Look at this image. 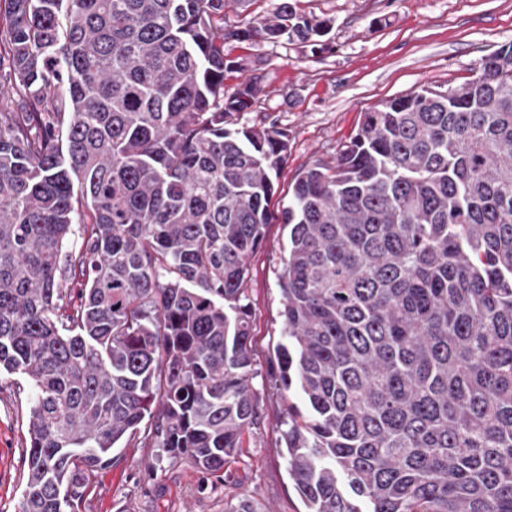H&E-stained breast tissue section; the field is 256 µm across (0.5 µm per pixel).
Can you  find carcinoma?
Here are the masks:
<instances>
[{
    "instance_id": "cac0c4a2",
    "label": "carcinoma",
    "mask_w": 512,
    "mask_h": 512,
    "mask_svg": "<svg viewBox=\"0 0 512 512\" xmlns=\"http://www.w3.org/2000/svg\"><path fill=\"white\" fill-rule=\"evenodd\" d=\"M0 371L31 385L20 512H79L138 439L224 470L260 416L245 283L288 227L267 372L307 512H512V43L363 114L274 213L287 134L232 43H312L280 0H0ZM79 285L72 301L67 283ZM277 3H279V0H256L251 2L246 11H243L244 7H240V5L234 2H229L224 6V26L234 24L247 13H249L247 18L268 16L275 9Z\"/></svg>"
}]
</instances>
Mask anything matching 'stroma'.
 I'll list each match as a JSON object with an SVG mask.
<instances>
[{
    "label": "stroma",
    "instance_id": "1",
    "mask_svg": "<svg viewBox=\"0 0 512 512\" xmlns=\"http://www.w3.org/2000/svg\"><path fill=\"white\" fill-rule=\"evenodd\" d=\"M299 12L332 22L331 48L314 52L295 42L234 45L247 74L258 77V106L249 125L288 135V155L273 178L272 208L288 201L298 174L336 160L363 112L429 83L456 85L475 75L481 58L512 42V0H298ZM288 231L271 224L248 259L252 387L262 416L243 435L223 471L207 474L191 461H172L160 448L131 443L95 471L80 512H224L247 497L254 512H305L288 473L281 420L296 391L271 389L266 371L282 343L278 282ZM28 382L0 373V512H18L27 479Z\"/></svg>",
    "mask_w": 512,
    "mask_h": 512
}]
</instances>
